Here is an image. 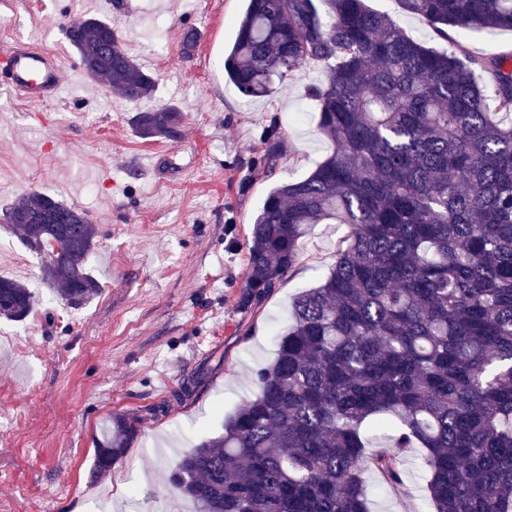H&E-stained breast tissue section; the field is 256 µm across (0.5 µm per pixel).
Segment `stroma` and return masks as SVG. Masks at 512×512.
<instances>
[{
    "label": "stroma",
    "instance_id": "35a3bbf8",
    "mask_svg": "<svg viewBox=\"0 0 512 512\" xmlns=\"http://www.w3.org/2000/svg\"><path fill=\"white\" fill-rule=\"evenodd\" d=\"M427 46L446 40L399 0H368ZM245 0H0V43L44 47L66 73L59 93L31 104L0 84V211L39 191L83 210L97 237L89 268L101 291L71 306L41 276L42 255L0 227V277L31 289L22 321L0 320V512H184L167 487L166 462L217 437L224 419L256 391L255 373L276 357V335L294 298L335 261L338 224L313 225L298 262L257 308L242 310L253 220L269 192L306 177L332 149L306 97L322 65L296 72L271 96L248 100L222 62ZM110 21L124 48L152 71L151 103H134L89 80L66 31ZM201 40L184 56L182 34ZM176 106L174 139L145 140L131 125L145 108ZM278 120L282 158L254 174L260 134ZM36 337L32 354L15 339ZM220 368L196 397H175L206 360ZM135 422L129 448L108 472L95 469L110 415ZM373 512H423L426 477L415 460Z\"/></svg>",
    "mask_w": 512,
    "mask_h": 512
}]
</instances>
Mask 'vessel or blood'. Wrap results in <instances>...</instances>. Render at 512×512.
<instances>
[{
    "instance_id": "b4317fda",
    "label": "vessel or blood",
    "mask_w": 512,
    "mask_h": 512,
    "mask_svg": "<svg viewBox=\"0 0 512 512\" xmlns=\"http://www.w3.org/2000/svg\"><path fill=\"white\" fill-rule=\"evenodd\" d=\"M0 74L26 100L37 103L56 92L64 78L58 57L40 47H0Z\"/></svg>"
}]
</instances>
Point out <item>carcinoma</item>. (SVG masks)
<instances>
[{
	"mask_svg": "<svg viewBox=\"0 0 512 512\" xmlns=\"http://www.w3.org/2000/svg\"><path fill=\"white\" fill-rule=\"evenodd\" d=\"M400 2L448 50L412 39L366 0H246L225 76L255 99L325 65L306 96L332 150L263 202L241 307L293 272L310 225L347 233L329 272L295 298L255 395L223 434L174 462L169 484L195 512H371L365 475L400 486L415 448L427 512H512V55L473 56L460 38L512 30V0ZM67 36L89 78L129 101L154 98L156 78L110 23L88 18ZM180 120L166 106L132 125L143 139L173 138ZM281 142L274 120L255 171L277 167ZM3 221L47 256L42 279L68 304L98 293L86 213L32 192ZM34 308L26 285L0 277V318ZM216 369L200 365L178 398ZM109 422L101 472L136 432L122 414ZM371 432L385 436L372 452Z\"/></svg>",
	"mask_w": 512,
	"mask_h": 512,
	"instance_id": "cac0c4a2",
	"label": "carcinoma"
}]
</instances>
